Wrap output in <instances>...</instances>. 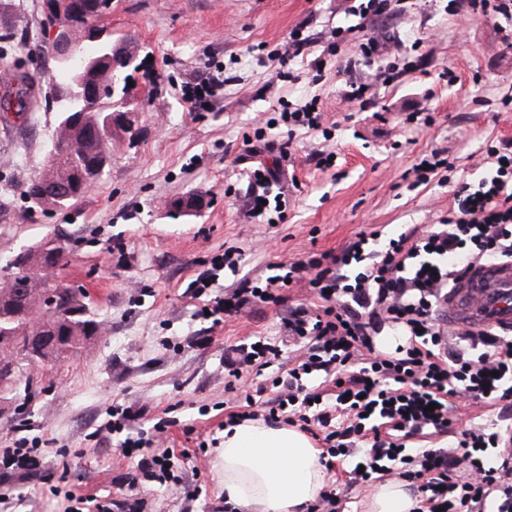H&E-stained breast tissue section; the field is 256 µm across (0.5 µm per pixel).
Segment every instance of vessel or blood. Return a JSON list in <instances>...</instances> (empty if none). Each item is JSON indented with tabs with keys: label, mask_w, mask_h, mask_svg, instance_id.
Returning a JSON list of instances; mask_svg holds the SVG:
<instances>
[{
	"label": "vessel or blood",
	"mask_w": 512,
	"mask_h": 512,
	"mask_svg": "<svg viewBox=\"0 0 512 512\" xmlns=\"http://www.w3.org/2000/svg\"><path fill=\"white\" fill-rule=\"evenodd\" d=\"M447 321L475 331L512 330V260L469 266L448 291Z\"/></svg>",
	"instance_id": "vessel-or-blood-1"
}]
</instances>
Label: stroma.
I'll use <instances>...</instances> for the list:
<instances>
[{"mask_svg": "<svg viewBox=\"0 0 512 512\" xmlns=\"http://www.w3.org/2000/svg\"><path fill=\"white\" fill-rule=\"evenodd\" d=\"M353 0H112L98 21L139 63L124 108L131 132L112 130V162L95 188L69 210H31L14 188L43 167L57 123L50 96L57 81L53 28L42 0H0V52L41 89L26 119L0 120V276L21 249L57 236L68 251L56 278L87 296L99 324L66 360L32 366L18 360L22 382L0 393V448L37 440L42 464L0 477V512H65L76 489L122 501V478L136 461L99 434L112 403L144 408L169 425L162 447L187 451L174 475L201 486L144 483L145 512H219L224 505V350L264 337L296 354L282 321L292 304H313L309 289L291 287L289 305H259L218 325L195 318L189 289L224 251L240 253L237 271L221 270L210 296L243 278L267 276L305 252L340 251L358 234L383 237L439 223L463 184L490 171L489 141L512 140V19L472 18L465 0H404L401 16L359 19ZM353 41L401 43L387 62L413 61L396 82L376 83V65L348 66L349 51L330 54L336 27ZM308 39V58H323L325 78L276 79L258 45L275 47L293 29ZM419 50H411L414 40ZM224 64V95L209 109L187 111L183 85L202 76L208 59ZM454 75L442 79V72ZM371 84L365 104L349 101L350 83ZM318 97L323 130L286 137L266 129L264 146L248 154L244 138L278 116L280 99L298 107ZM288 143L287 152L279 144ZM335 152L326 168L322 154ZM453 162L416 186L404 173L432 153ZM277 167L274 191L288 197L287 223L273 211L248 213L249 172Z\"/></svg>", "mask_w": 512, "mask_h": 512, "instance_id": "35a3bbf8", "label": "stroma"}]
</instances>
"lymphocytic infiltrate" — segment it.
<instances>
[{
	"label": "lymphocytic infiltrate",
	"instance_id": "obj_1",
	"mask_svg": "<svg viewBox=\"0 0 512 512\" xmlns=\"http://www.w3.org/2000/svg\"><path fill=\"white\" fill-rule=\"evenodd\" d=\"M184 86L188 111L204 110L224 89V68ZM491 173L477 188L457 191L448 217L426 231L390 239L385 250L370 249L358 235L341 252L310 253L284 273L246 280L205 306L214 322L260 303L280 305L282 291L305 283L322 305L291 308L283 327L299 340L298 363L245 394L244 410L228 423L264 417L309 432L320 430L321 461L333 467L360 444L355 483L371 484L390 474L421 495L417 512H512V427L462 430L455 447L406 452L407 440L447 433L457 401L495 404L512 398V336L458 329L448 332L436 311L457 280L460 262L488 257L512 259V142L487 143ZM399 327L408 345L397 355L376 351L372 338L385 326ZM279 346L264 341L224 359V389L237 392L242 374L279 359ZM322 379L336 389L333 403L311 388ZM275 397H267V389ZM129 408L113 406L104 429L121 440L125 456H137L138 477L166 480L170 453L151 452L152 438L132 435ZM129 478V487L137 479Z\"/></svg>",
	"mask_w": 512,
	"mask_h": 512
}]
</instances>
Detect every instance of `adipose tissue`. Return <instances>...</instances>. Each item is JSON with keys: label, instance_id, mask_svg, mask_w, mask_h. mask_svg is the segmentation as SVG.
<instances>
[{"label": "adipose tissue", "instance_id": "ef3b65f1", "mask_svg": "<svg viewBox=\"0 0 512 512\" xmlns=\"http://www.w3.org/2000/svg\"><path fill=\"white\" fill-rule=\"evenodd\" d=\"M224 497L243 512H303L325 484L319 453L299 430L243 420L224 429ZM407 481L378 483L364 512H413Z\"/></svg>", "mask_w": 512, "mask_h": 512}]
</instances>
